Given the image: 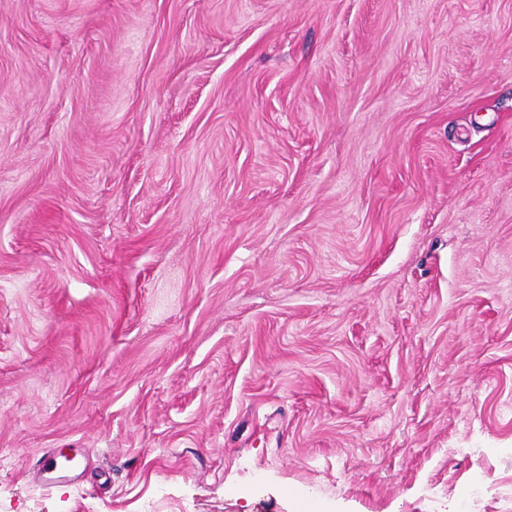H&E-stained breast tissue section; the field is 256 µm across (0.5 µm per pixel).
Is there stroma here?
Here are the masks:
<instances>
[{"mask_svg":"<svg viewBox=\"0 0 512 512\" xmlns=\"http://www.w3.org/2000/svg\"><path fill=\"white\" fill-rule=\"evenodd\" d=\"M0 512H512V0H0ZM64 463H67L66 468H63ZM81 465L82 461L77 455L46 453L40 459V466L44 471L47 485H52L57 480L68 477L69 474L79 470Z\"/></svg>","mask_w":512,"mask_h":512,"instance_id":"35a3bbf8","label":"stroma"}]
</instances>
